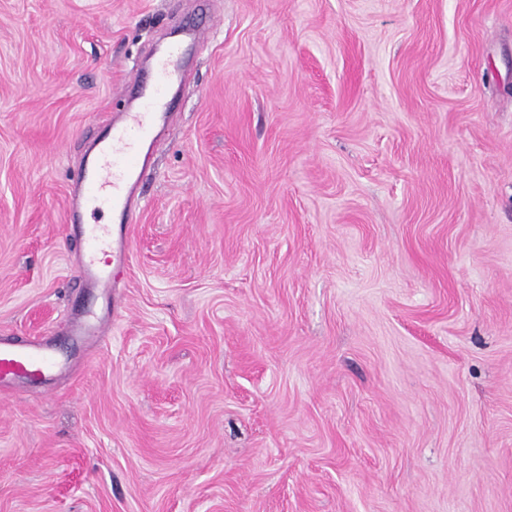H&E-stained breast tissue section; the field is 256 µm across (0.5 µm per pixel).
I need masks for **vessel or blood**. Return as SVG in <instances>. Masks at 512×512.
<instances>
[{
  "label": "vessel or blood",
  "mask_w": 512,
  "mask_h": 512,
  "mask_svg": "<svg viewBox=\"0 0 512 512\" xmlns=\"http://www.w3.org/2000/svg\"><path fill=\"white\" fill-rule=\"evenodd\" d=\"M182 76V47L177 43L152 67L136 72L130 84L137 106L109 117L73 178L67 222L79 245L80 284L104 305H111L119 286L118 272L130 258V229L140 209L146 145L167 118L171 87ZM104 210L111 213L112 223L93 222V215ZM109 328L108 319L88 307L68 319L65 331L79 345L107 335ZM69 367V355L52 337L0 336V394L45 384Z\"/></svg>",
  "instance_id": "1"
}]
</instances>
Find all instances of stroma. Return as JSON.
I'll return each instance as SVG.
<instances>
[{
	"label": "stroma",
	"instance_id": "obj_1",
	"mask_svg": "<svg viewBox=\"0 0 512 512\" xmlns=\"http://www.w3.org/2000/svg\"><path fill=\"white\" fill-rule=\"evenodd\" d=\"M201 8L0 512H512V0H0V336L64 339L82 148ZM109 321L93 307H86L80 315L68 319L65 331L72 343L78 346L87 340L107 336L110 328Z\"/></svg>",
	"mask_w": 512,
	"mask_h": 512
}]
</instances>
